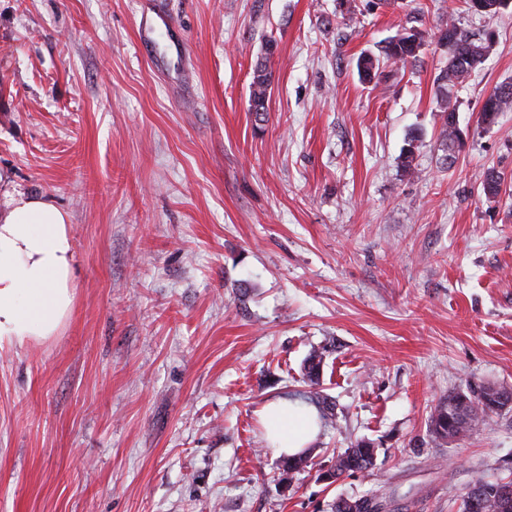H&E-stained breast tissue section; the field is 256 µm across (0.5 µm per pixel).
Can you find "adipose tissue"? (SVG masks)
Here are the masks:
<instances>
[{
  "label": "adipose tissue",
  "mask_w": 512,
  "mask_h": 512,
  "mask_svg": "<svg viewBox=\"0 0 512 512\" xmlns=\"http://www.w3.org/2000/svg\"><path fill=\"white\" fill-rule=\"evenodd\" d=\"M75 252L66 213L18 195L0 211V344L54 335L70 314ZM278 454L292 456L317 431L315 412L280 399L265 409Z\"/></svg>",
  "instance_id": "adipose-tissue-1"
}]
</instances>
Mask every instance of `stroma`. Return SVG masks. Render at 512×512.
<instances>
[{
	"label": "stroma",
	"instance_id": "1",
	"mask_svg": "<svg viewBox=\"0 0 512 512\" xmlns=\"http://www.w3.org/2000/svg\"><path fill=\"white\" fill-rule=\"evenodd\" d=\"M449 20L492 46L444 169ZM403 25L429 35L420 64L360 83ZM508 79L512 10L464 0H0V209L43 197L76 256L57 334L0 344V512H332L370 491L458 512L476 476L511 475L512 409L429 431L449 392L512 388V112L477 120ZM316 351L334 420L285 486L263 411L305 400ZM359 440L372 468L319 481ZM276 49L275 41H267L264 46V57L257 60L252 73L250 108L259 121H264L267 112L266 103L272 79V72L269 70L267 61L274 56Z\"/></svg>",
	"mask_w": 512,
	"mask_h": 512
}]
</instances>
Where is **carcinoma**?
I'll list each match as a JSON object with an SVG mask.
<instances>
[{
    "mask_svg": "<svg viewBox=\"0 0 512 512\" xmlns=\"http://www.w3.org/2000/svg\"><path fill=\"white\" fill-rule=\"evenodd\" d=\"M439 46L448 50V63L434 79V95L439 103L441 118L442 165L450 168L460 151V130L448 123V113L458 109L454 99V89L464 83L472 71L482 63L490 48V40L476 41L461 31L449 20L437 27L434 32ZM425 42V33L415 26H402L396 33L383 41L380 55L364 54L357 58L356 69L359 80L364 84H377L382 76V62H391L403 67L416 66L421 62L420 54ZM277 44L269 40L264 46V57L255 64L250 84V108L255 117L262 121L267 112V97L271 86L272 72L267 61L274 56ZM494 99L482 106L481 112H491L499 117L512 110V80L504 81L491 91ZM483 193L488 198H496L501 192V177L492 171L484 174ZM322 356L312 353L304 363L305 382L311 387L314 398L321 397L319 372ZM512 404V389L504 386H482L479 392L468 395L453 392L442 399L430 416L429 429L436 441L453 442L465 437L482 424L490 415L504 410ZM375 447L370 442L359 441L336 454V463L329 469L331 482H336L344 474L361 473L373 465ZM309 463L302 456L283 459L277 479L281 484H291L295 475L307 468ZM479 493L483 501L482 512H512V480L494 481L479 477L469 486L459 506V512H469V501L474 493Z\"/></svg>",
    "mask_w": 512,
    "mask_h": 512,
    "instance_id": "carcinoma-1",
    "label": "carcinoma"
}]
</instances>
